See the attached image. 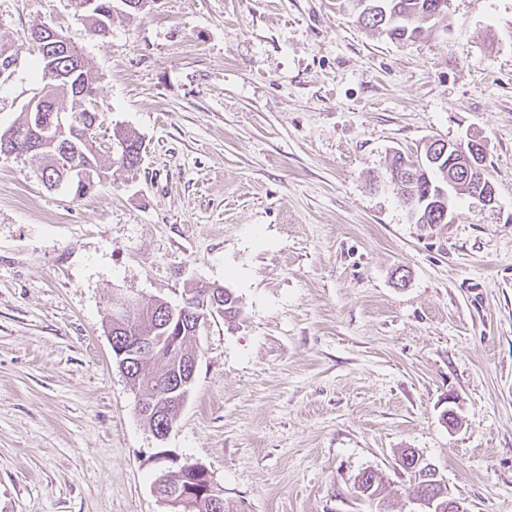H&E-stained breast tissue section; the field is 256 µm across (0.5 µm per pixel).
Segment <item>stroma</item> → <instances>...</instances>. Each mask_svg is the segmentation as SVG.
<instances>
[{"instance_id":"1","label":"stroma","mask_w":512,"mask_h":512,"mask_svg":"<svg viewBox=\"0 0 512 512\" xmlns=\"http://www.w3.org/2000/svg\"><path fill=\"white\" fill-rule=\"evenodd\" d=\"M41 24L97 78L98 147L119 125L145 149L84 199L0 155V512H166L163 452L233 512H377L365 470L412 512L405 448L512 512V0H448L400 44L336 0H151L103 39L69 0H0V132L41 89ZM432 139L484 144L494 203L410 219L387 164ZM196 283L240 313L191 340L160 440L106 315ZM358 488L361 489L363 495L367 493V497L375 495H382L380 501H385L388 494V486L384 480V477L374 470H365L358 474L357 480Z\"/></svg>"}]
</instances>
